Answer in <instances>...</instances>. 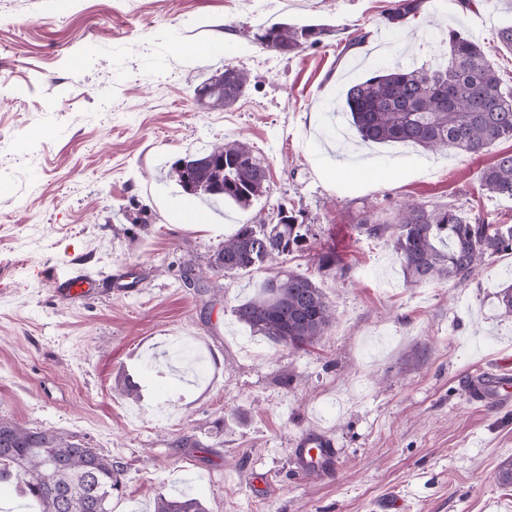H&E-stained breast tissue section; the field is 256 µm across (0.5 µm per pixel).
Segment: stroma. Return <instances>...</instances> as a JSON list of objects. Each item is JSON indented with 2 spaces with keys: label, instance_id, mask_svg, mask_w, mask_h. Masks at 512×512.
Listing matches in <instances>:
<instances>
[{
  "label": "stroma",
  "instance_id": "1",
  "mask_svg": "<svg viewBox=\"0 0 512 512\" xmlns=\"http://www.w3.org/2000/svg\"><path fill=\"white\" fill-rule=\"evenodd\" d=\"M395 0H0V418L74 437L123 464L112 512H152L158 490L191 482L206 512H512L496 480L512 458V396L472 402L470 373L512 355L497 293L512 254L468 280L406 283L388 237L404 202L451 206L512 225V198L482 191L478 157L355 140L342 93L393 62L422 64L430 28L479 42L512 90L496 33L512 0H422L389 25ZM322 28L282 56L260 29ZM221 45L200 58L190 47ZM232 64L245 95L202 109L195 88ZM231 139L269 167L270 192L242 208L207 205L169 177L186 154ZM348 173L331 175L335 161ZM371 174H354L358 164ZM399 177L385 185L376 172ZM308 227L285 259L323 289L334 316L295 350L251 333L232 309L260 272L222 276L212 255L241 224H273L278 205ZM333 251L339 269L322 272ZM193 264L202 289L185 287ZM51 266L96 284L58 296ZM131 379L139 394L124 395ZM307 431L336 442L331 477L299 475Z\"/></svg>",
  "mask_w": 512,
  "mask_h": 512
}]
</instances>
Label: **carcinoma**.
I'll return each instance as SVG.
<instances>
[{
  "label": "carcinoma",
  "mask_w": 512,
  "mask_h": 512,
  "mask_svg": "<svg viewBox=\"0 0 512 512\" xmlns=\"http://www.w3.org/2000/svg\"><path fill=\"white\" fill-rule=\"evenodd\" d=\"M420 0H398L387 16L402 23ZM323 31L312 26L274 24L262 29V46L279 54L316 43ZM247 77L226 64L197 86L206 109L233 105L245 93ZM344 111L364 142L401 143L426 150L448 149L479 156L501 139H512V92L503 88L482 47L456 30L448 31L447 58L419 66L399 62L351 83L343 94ZM199 157L193 194L230 200L241 207L270 191L267 168L239 139L212 146ZM481 185L512 198V153L483 168ZM359 227L369 235L390 233L406 282L421 284L465 280L485 258L512 254V225L490 229L454 208L408 203L391 224L370 217ZM307 229L282 209L275 224H241L211 259L226 275L261 270L300 250ZM236 319L286 348L304 349L324 336L333 312L321 288L288 268L266 277L256 293L234 307ZM123 465L50 429H28L0 418V482L12 481L38 512H112ZM153 512H205L188 492H160Z\"/></svg>",
  "instance_id": "obj_1"
}]
</instances>
